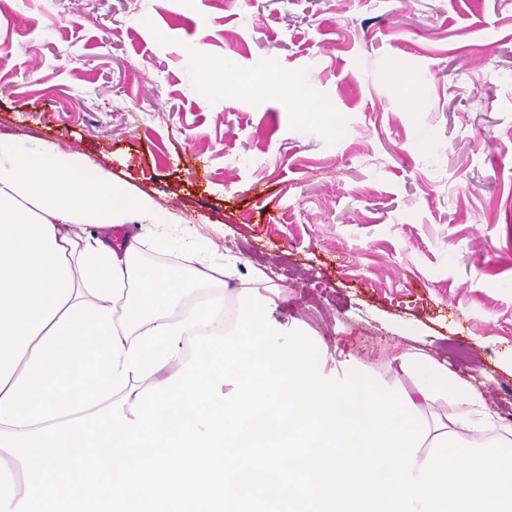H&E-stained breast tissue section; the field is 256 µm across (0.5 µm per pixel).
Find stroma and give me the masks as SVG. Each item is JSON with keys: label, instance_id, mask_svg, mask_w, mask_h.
Returning <instances> with one entry per match:
<instances>
[{"label": "stroma", "instance_id": "stroma-1", "mask_svg": "<svg viewBox=\"0 0 512 512\" xmlns=\"http://www.w3.org/2000/svg\"><path fill=\"white\" fill-rule=\"evenodd\" d=\"M0 132L263 268L328 354L512 401V0H0Z\"/></svg>", "mask_w": 512, "mask_h": 512}]
</instances>
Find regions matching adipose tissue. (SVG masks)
I'll return each mask as SVG.
<instances>
[{"instance_id": "1", "label": "adipose tissue", "mask_w": 512, "mask_h": 512, "mask_svg": "<svg viewBox=\"0 0 512 512\" xmlns=\"http://www.w3.org/2000/svg\"><path fill=\"white\" fill-rule=\"evenodd\" d=\"M133 222L151 241L126 232ZM147 243L189 266L140 263ZM241 263L85 155L0 133V431L81 417L171 377L188 337L226 334L237 317L219 301L177 320L171 309L190 288L235 281ZM381 377L402 383L432 434L512 440V424L428 354L399 351Z\"/></svg>"}]
</instances>
